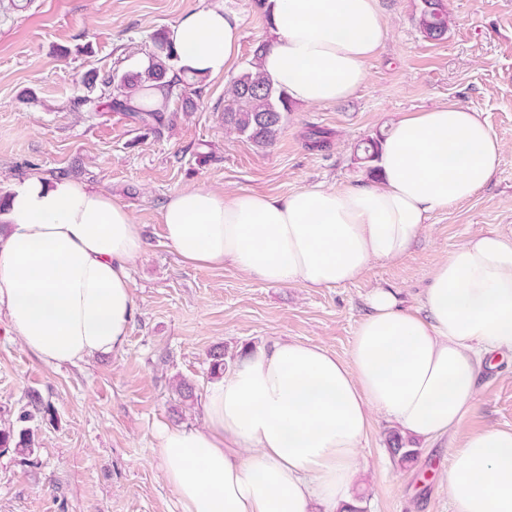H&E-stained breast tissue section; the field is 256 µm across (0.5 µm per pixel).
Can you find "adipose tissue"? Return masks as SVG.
<instances>
[{
  "label": "adipose tissue",
  "instance_id": "1",
  "mask_svg": "<svg viewBox=\"0 0 512 512\" xmlns=\"http://www.w3.org/2000/svg\"><path fill=\"white\" fill-rule=\"evenodd\" d=\"M275 36L261 69L292 101L331 105L366 78L387 21L377 0H268ZM239 15L209 0L173 23L178 64L231 70ZM502 148L456 104L404 114L388 129L377 182L287 197L189 188L161 210L182 261L229 265L275 286L329 288L412 249L430 215L471 198ZM0 312L53 364L122 349L135 312L130 270L141 225L102 191L64 178L15 182L0 211ZM348 358L283 338L238 356L212 383L201 427L162 428L156 454L182 512H340L363 478L360 449L380 413L401 432L460 437L445 474L451 512H512V430L467 432L489 357L512 352V237L477 235L434 269L420 309L376 289Z\"/></svg>",
  "mask_w": 512,
  "mask_h": 512
}]
</instances>
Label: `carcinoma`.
I'll use <instances>...</instances> for the list:
<instances>
[{
    "mask_svg": "<svg viewBox=\"0 0 512 512\" xmlns=\"http://www.w3.org/2000/svg\"><path fill=\"white\" fill-rule=\"evenodd\" d=\"M418 24L425 36L431 40H441L448 30V15L441 0H421ZM267 44L258 45L253 51V60L233 82L231 97L224 107V124L240 136H244L258 146L273 144L280 132L285 114L291 111L292 102L285 89L277 87L258 68V61ZM178 56L168 45L165 32L153 36V51L148 56L145 68L135 72L115 74L105 81L109 94H94L97 75L87 79L88 94L80 96L76 104L84 112H122L156 133L166 126V112L170 98L177 97L185 103H192L191 95L196 93L202 77L184 74L169 81L167 75L175 71ZM164 91L162 104L155 107L137 102V95L146 86ZM381 137L368 138L359 146V159L367 164L369 173L375 172L371 162L377 158L381 147ZM226 359L224 349L217 347L209 354V375L219 378L224 375ZM35 445L34 432L29 428H16L13 425L0 427V449H11L25 456ZM389 450L401 464L412 461L416 449L410 441L395 433L390 438Z\"/></svg>",
    "mask_w": 512,
    "mask_h": 512,
    "instance_id": "obj_1",
    "label": "carcinoma"
}]
</instances>
